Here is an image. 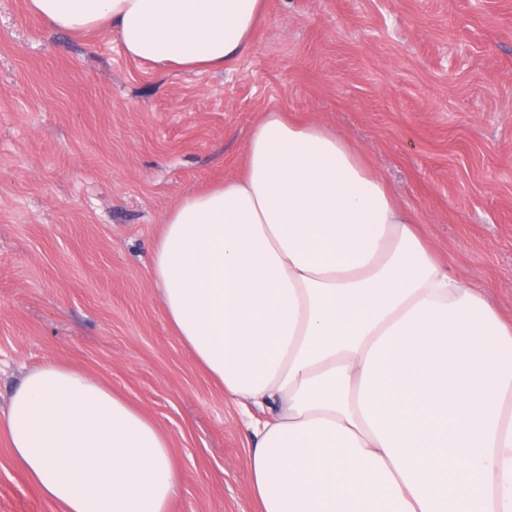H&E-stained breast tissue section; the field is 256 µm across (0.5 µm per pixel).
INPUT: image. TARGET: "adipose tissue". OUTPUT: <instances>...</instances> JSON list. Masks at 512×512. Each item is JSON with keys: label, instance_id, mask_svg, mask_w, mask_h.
I'll return each instance as SVG.
<instances>
[{"label": "adipose tissue", "instance_id": "obj_1", "mask_svg": "<svg viewBox=\"0 0 512 512\" xmlns=\"http://www.w3.org/2000/svg\"><path fill=\"white\" fill-rule=\"evenodd\" d=\"M265 0H27L162 68L244 54ZM343 136L263 113L240 173L180 198L152 253L168 321L252 426L258 512H512V324L431 254ZM62 512H168L169 437L51 361L0 415Z\"/></svg>", "mask_w": 512, "mask_h": 512}]
</instances>
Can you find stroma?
Instances as JSON below:
<instances>
[{"mask_svg":"<svg viewBox=\"0 0 512 512\" xmlns=\"http://www.w3.org/2000/svg\"><path fill=\"white\" fill-rule=\"evenodd\" d=\"M271 109L360 148L436 258L512 318V0H266L250 49L211 72L0 0V413L45 362L96 376L168 434L169 512H258L248 419L175 336L151 256ZM0 512H60L1 434Z\"/></svg>","mask_w":512,"mask_h":512,"instance_id":"35a3bbf8","label":"stroma"}]
</instances>
